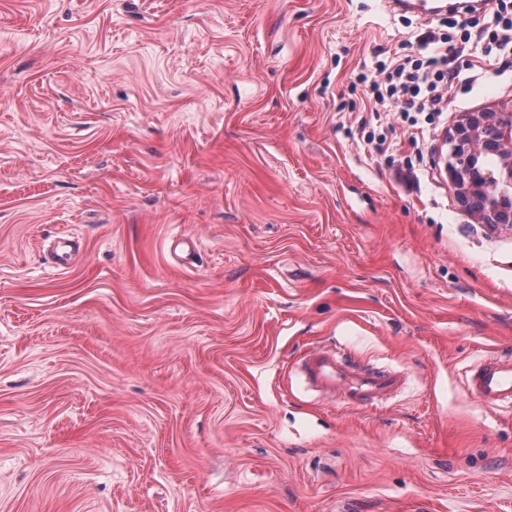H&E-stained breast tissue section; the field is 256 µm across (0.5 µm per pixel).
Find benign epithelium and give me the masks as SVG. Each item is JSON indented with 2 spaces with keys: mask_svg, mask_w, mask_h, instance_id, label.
Masks as SVG:
<instances>
[{
  "mask_svg": "<svg viewBox=\"0 0 512 512\" xmlns=\"http://www.w3.org/2000/svg\"><path fill=\"white\" fill-rule=\"evenodd\" d=\"M445 144L449 150L440 158L462 206L482 224L512 228V111L469 112ZM486 154L498 157V171L480 168ZM495 181L502 190L485 195L487 184Z\"/></svg>",
  "mask_w": 512,
  "mask_h": 512,
  "instance_id": "1",
  "label": "benign epithelium"
}]
</instances>
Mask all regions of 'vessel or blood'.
<instances>
[{"mask_svg":"<svg viewBox=\"0 0 512 512\" xmlns=\"http://www.w3.org/2000/svg\"><path fill=\"white\" fill-rule=\"evenodd\" d=\"M394 9L428 18L447 11V0H384ZM308 376L317 384L331 389L344 402L367 406L378 397L394 390L396 376L376 368L352 363L338 352L319 349L303 359ZM469 393L489 405H508L512 408V358H485L467 379Z\"/></svg>","mask_w":512,"mask_h":512,"instance_id":"obj_1","label":"vessel or blood"}]
</instances>
